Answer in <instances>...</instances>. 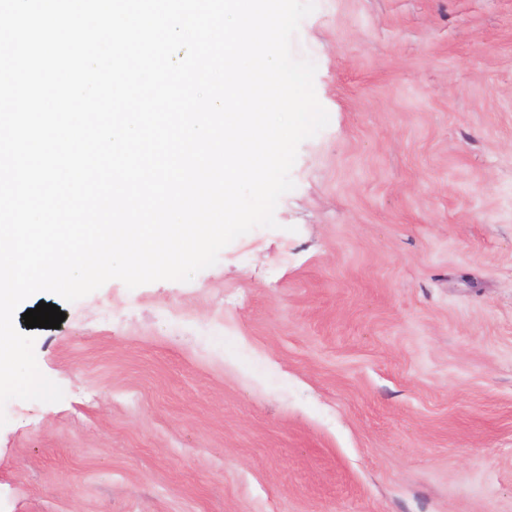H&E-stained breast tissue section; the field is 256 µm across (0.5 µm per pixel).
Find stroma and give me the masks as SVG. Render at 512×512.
<instances>
[{
	"mask_svg": "<svg viewBox=\"0 0 512 512\" xmlns=\"http://www.w3.org/2000/svg\"><path fill=\"white\" fill-rule=\"evenodd\" d=\"M276 228L37 329L0 512H512V0H316Z\"/></svg>",
	"mask_w": 512,
	"mask_h": 512,
	"instance_id": "obj_1",
	"label": "stroma"
}]
</instances>
